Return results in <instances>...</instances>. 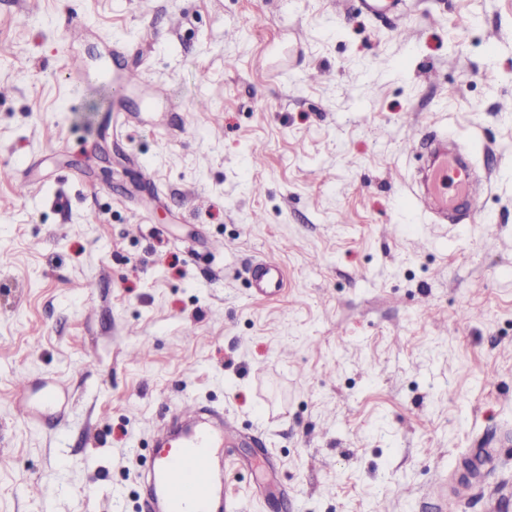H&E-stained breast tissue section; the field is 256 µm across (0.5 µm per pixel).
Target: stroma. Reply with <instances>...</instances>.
<instances>
[{
    "instance_id": "stroma-1",
    "label": "stroma",
    "mask_w": 512,
    "mask_h": 512,
    "mask_svg": "<svg viewBox=\"0 0 512 512\" xmlns=\"http://www.w3.org/2000/svg\"><path fill=\"white\" fill-rule=\"evenodd\" d=\"M196 402L238 512H512V0H0V512H141ZM477 185L471 168L454 154L441 147L432 152L426 172L424 199L437 215L457 213L460 198L476 203L479 198ZM252 285L258 296L271 298L279 295L286 286V275L276 262L265 261L256 265Z\"/></svg>"
}]
</instances>
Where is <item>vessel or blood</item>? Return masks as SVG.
Wrapping results in <instances>:
<instances>
[{
	"label": "vessel or blood",
	"mask_w": 512,
	"mask_h": 512,
	"mask_svg": "<svg viewBox=\"0 0 512 512\" xmlns=\"http://www.w3.org/2000/svg\"><path fill=\"white\" fill-rule=\"evenodd\" d=\"M478 182L471 169L444 148L432 152L424 198L440 216L457 212L459 199L478 200ZM252 285L258 296L271 298L286 286L276 262L257 264ZM185 428L166 435L139 474L144 512H230L224 496L225 448L236 432L222 409L195 405L182 410Z\"/></svg>",
	"instance_id": "vessel-or-blood-1"
}]
</instances>
